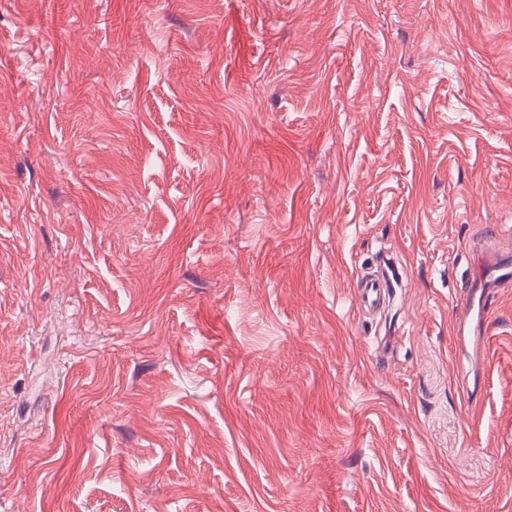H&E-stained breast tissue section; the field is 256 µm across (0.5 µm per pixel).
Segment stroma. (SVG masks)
<instances>
[{
    "label": "stroma",
    "instance_id": "obj_1",
    "mask_svg": "<svg viewBox=\"0 0 512 512\" xmlns=\"http://www.w3.org/2000/svg\"><path fill=\"white\" fill-rule=\"evenodd\" d=\"M490 231L512 0H0V512H512ZM366 273L356 278L354 288V300L357 311L365 314H384L391 301L392 282L388 279L384 270Z\"/></svg>",
    "mask_w": 512,
    "mask_h": 512
}]
</instances>
